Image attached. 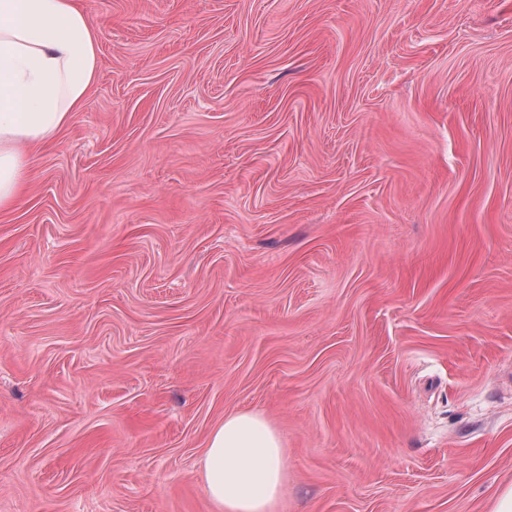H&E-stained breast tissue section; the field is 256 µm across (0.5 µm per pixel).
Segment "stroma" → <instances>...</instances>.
<instances>
[{
  "label": "stroma",
  "instance_id": "35a3bbf8",
  "mask_svg": "<svg viewBox=\"0 0 512 512\" xmlns=\"http://www.w3.org/2000/svg\"><path fill=\"white\" fill-rule=\"evenodd\" d=\"M100 68L0 212V512H280L512 485V0H77ZM205 490L218 512H276L285 477L277 429L254 412L227 414L200 458Z\"/></svg>",
  "mask_w": 512,
  "mask_h": 512
}]
</instances>
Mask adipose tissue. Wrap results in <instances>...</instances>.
<instances>
[{
    "label": "adipose tissue",
    "mask_w": 512,
    "mask_h": 512,
    "mask_svg": "<svg viewBox=\"0 0 512 512\" xmlns=\"http://www.w3.org/2000/svg\"><path fill=\"white\" fill-rule=\"evenodd\" d=\"M99 65L97 32L75 0H0V211L24 196L32 150L82 110ZM200 469L219 512H277L285 447L262 415H225Z\"/></svg>",
    "instance_id": "ef3b65f1"
}]
</instances>
